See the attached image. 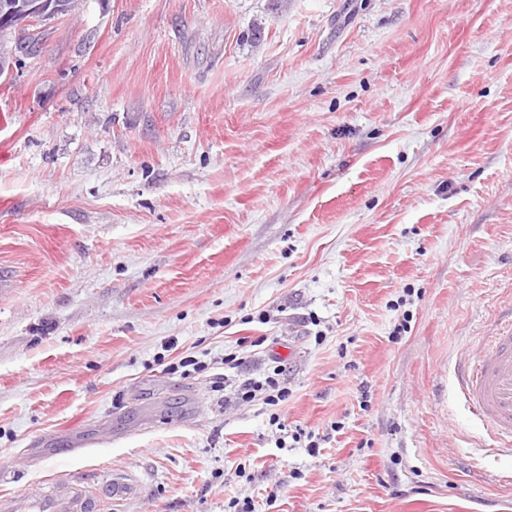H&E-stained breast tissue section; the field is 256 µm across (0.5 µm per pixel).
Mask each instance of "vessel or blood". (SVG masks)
<instances>
[{
	"label": "vessel or blood",
	"instance_id": "b4317fda",
	"mask_svg": "<svg viewBox=\"0 0 512 512\" xmlns=\"http://www.w3.org/2000/svg\"><path fill=\"white\" fill-rule=\"evenodd\" d=\"M458 381L471 412L500 444L512 447V323L477 360L459 365ZM133 489L126 474L65 476L36 495L0 496V512H102L107 502L124 500Z\"/></svg>",
	"mask_w": 512,
	"mask_h": 512
}]
</instances>
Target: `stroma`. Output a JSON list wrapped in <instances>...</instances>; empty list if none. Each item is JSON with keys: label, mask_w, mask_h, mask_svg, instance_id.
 <instances>
[{"label": "stroma", "mask_w": 512, "mask_h": 512, "mask_svg": "<svg viewBox=\"0 0 512 512\" xmlns=\"http://www.w3.org/2000/svg\"><path fill=\"white\" fill-rule=\"evenodd\" d=\"M0 85V495L512 512L454 375L512 307V0H80ZM278 357L224 403V357ZM182 354L204 371L168 366ZM281 367L282 365H275L268 368V372L262 379L243 375L242 378L238 379L232 397L226 401L234 400L237 404H244L253 402L260 396L263 404L272 408L273 411L269 415V424L276 426L281 432L284 431L283 436L278 441L279 446L283 448L286 447L285 438H288V430L285 420L281 419L278 411H280L279 407L288 401L289 391L280 378L283 373ZM271 368L272 371H270ZM134 489L126 474H99L93 478H57L48 490L36 495L0 496L1 512H101L107 502L122 501Z\"/></svg>", "instance_id": "obj_1"}]
</instances>
